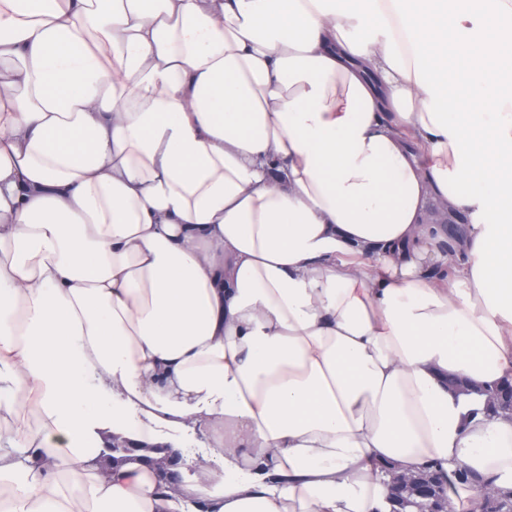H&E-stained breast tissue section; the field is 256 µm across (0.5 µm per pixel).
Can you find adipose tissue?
<instances>
[{"instance_id": "1", "label": "adipose tissue", "mask_w": 512, "mask_h": 512, "mask_svg": "<svg viewBox=\"0 0 512 512\" xmlns=\"http://www.w3.org/2000/svg\"><path fill=\"white\" fill-rule=\"evenodd\" d=\"M511 215L512 0H0V512L512 494ZM206 440L200 434L195 436H191L187 439L186 444L183 449L180 451L182 456V466L180 468V477L182 479H191L195 473L194 467V457L198 454V452L205 446ZM180 453H172L167 459L166 468L162 463V469L165 475L169 474L170 478H179L178 473L173 471V468L176 467L181 461ZM393 477H397L393 480V486L402 494L404 503L410 507L408 512H420L423 510L422 506L429 512H442L448 509L449 498L446 508L440 487L427 474H404Z\"/></svg>"}]
</instances>
